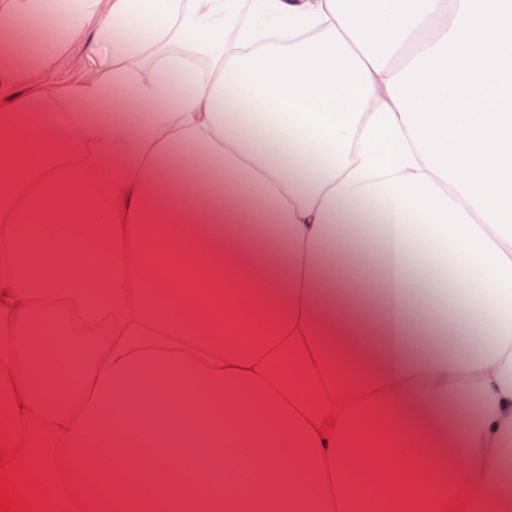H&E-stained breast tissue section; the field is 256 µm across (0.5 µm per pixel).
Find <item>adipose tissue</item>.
Returning a JSON list of instances; mask_svg holds the SVG:
<instances>
[{
  "instance_id": "obj_1",
  "label": "adipose tissue",
  "mask_w": 512,
  "mask_h": 512,
  "mask_svg": "<svg viewBox=\"0 0 512 512\" xmlns=\"http://www.w3.org/2000/svg\"><path fill=\"white\" fill-rule=\"evenodd\" d=\"M110 2L0 7L10 480L65 504V447L84 512H512V0ZM92 19L111 72L20 93L21 32Z\"/></svg>"
}]
</instances>
